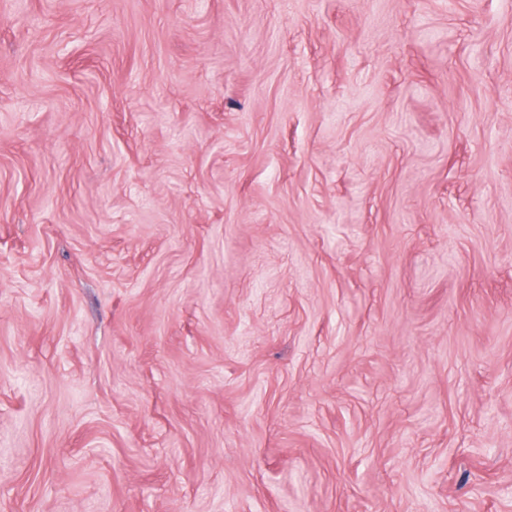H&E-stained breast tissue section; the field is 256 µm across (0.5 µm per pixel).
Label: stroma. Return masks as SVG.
<instances>
[{"mask_svg": "<svg viewBox=\"0 0 512 512\" xmlns=\"http://www.w3.org/2000/svg\"><path fill=\"white\" fill-rule=\"evenodd\" d=\"M512 512V0H0V512Z\"/></svg>", "mask_w": 512, "mask_h": 512, "instance_id": "stroma-1", "label": "stroma"}]
</instances>
